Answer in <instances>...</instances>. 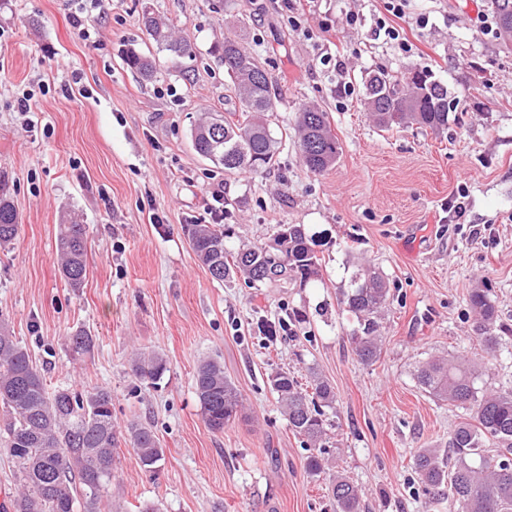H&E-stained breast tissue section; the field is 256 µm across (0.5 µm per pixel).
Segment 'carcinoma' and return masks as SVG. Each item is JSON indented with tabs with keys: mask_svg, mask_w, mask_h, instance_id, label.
Instances as JSON below:
<instances>
[{
	"mask_svg": "<svg viewBox=\"0 0 512 512\" xmlns=\"http://www.w3.org/2000/svg\"><path fill=\"white\" fill-rule=\"evenodd\" d=\"M490 2L499 37L512 40V32L507 31L512 0ZM141 24L156 46L171 57L180 59L192 53L190 42L173 36L148 5L142 8ZM218 53L231 80L229 90L239 102L240 118L232 121L220 112L206 113L191 132L193 147L226 172L270 169L277 162L283 141L272 134L266 118L275 111L277 89L272 77L237 35L225 38ZM124 61L142 79L155 77L156 67L150 57L130 50ZM364 106L382 130L415 124L439 133L448 128L456 97L427 69L410 67L403 75L379 69L365 78ZM292 130L302 162L312 173L322 175L335 166L341 146L331 131L328 113L316 107L304 108ZM19 223L14 205L1 194V246L15 239ZM280 231L288 233V260L284 262L279 251L264 244L231 251L219 224L187 225L193 250L217 282L238 276L252 286L309 281L318 274L319 266L312 237L302 224H282ZM56 249L64 280L72 288L82 287L87 274L85 225L72 217L58 225ZM387 299L388 288L381 274L365 269L351 279L346 306L358 320L352 339L365 363L374 361L381 349L379 319ZM468 305L476 316L473 331L482 356L464 361H426L418 368L416 379L435 399L469 410L470 417L452 430L446 452L423 448L414 455L413 467L425 491L433 495L448 491L450 512H512V388L486 392L478 386L483 356H494L499 344L497 310L484 286L470 290ZM69 344L74 357H83L94 349L95 337L80 329L69 336ZM129 370L139 382L156 385L167 371V362L155 352L137 353ZM269 384L285 409L291 429L309 443L306 472L321 474L324 408L335 401L332 387L315 372L311 373L309 391L284 371L272 375ZM194 389L210 431H224L241 413V392L224 375L220 361L210 358L197 366ZM0 419V451L11 459L16 484V492L6 505L8 512H103L112 505V477L121 438L148 471L157 469L164 457L154 431L140 420L129 421L125 435L119 436L112 421L110 390L65 386L48 390L27 348L2 319ZM489 447L495 448V453L485 454ZM330 492L336 512H363L358 489L350 480L336 478Z\"/></svg>",
	"mask_w": 512,
	"mask_h": 512,
	"instance_id": "obj_1",
	"label": "carcinoma"
}]
</instances>
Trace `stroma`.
<instances>
[{"mask_svg":"<svg viewBox=\"0 0 512 512\" xmlns=\"http://www.w3.org/2000/svg\"><path fill=\"white\" fill-rule=\"evenodd\" d=\"M150 4L175 36L192 44L174 60L139 21ZM489 0H409L401 27L412 45L375 37L387 0H299L293 30L282 0H105L85 28L71 0H0V187L20 216L0 247V315L49 387H105L118 427L151 422L165 456L147 472L120 444L112 512H335L336 477L359 488L365 512H448L429 499L413 466L421 448H447L469 418L418 384L419 363L472 356L467 298L484 283L504 327L486 389L512 386V47L480 19ZM359 17L357 25L347 14ZM246 30L278 92L270 129L297 112L329 115L341 154L311 173L286 144L266 172H226L196 153L191 131L203 112H232L229 79L215 47ZM156 60L153 81L123 63L128 49ZM332 54L343 70L318 65ZM431 70L457 98L443 133L383 131L363 105L374 70ZM80 75L88 97L69 93ZM352 95H344V85ZM31 89L37 111L16 110ZM224 195L231 248L272 240L280 225L313 236L319 274L307 284L218 283L192 250L186 227L210 223L213 192ZM463 197L461 218L448 204ZM73 216L87 229V275L74 289L61 277L57 226ZM389 288L379 357L362 363L358 328L343 299L363 268ZM292 318L269 339L260 322ZM96 338L73 359L69 333ZM157 352L167 372L156 386L129 372L135 351ZM219 360L244 398L223 432L204 424L194 374ZM318 373L336 401L327 413L325 471H305L309 450L288 425L268 378Z\"/></svg>","mask_w":512,"mask_h":512,"instance_id":"1","label":"stroma"}]
</instances>
